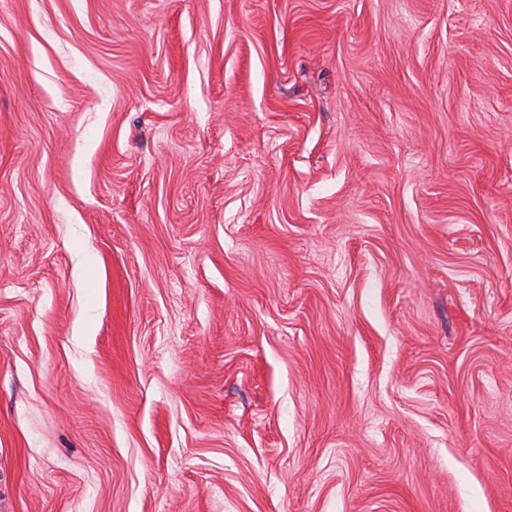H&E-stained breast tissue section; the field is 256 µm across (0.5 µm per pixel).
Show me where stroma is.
Masks as SVG:
<instances>
[{
	"label": "stroma",
	"instance_id": "35a3bbf8",
	"mask_svg": "<svg viewBox=\"0 0 512 512\" xmlns=\"http://www.w3.org/2000/svg\"><path fill=\"white\" fill-rule=\"evenodd\" d=\"M0 512H512V0H0Z\"/></svg>",
	"mask_w": 512,
	"mask_h": 512
}]
</instances>
